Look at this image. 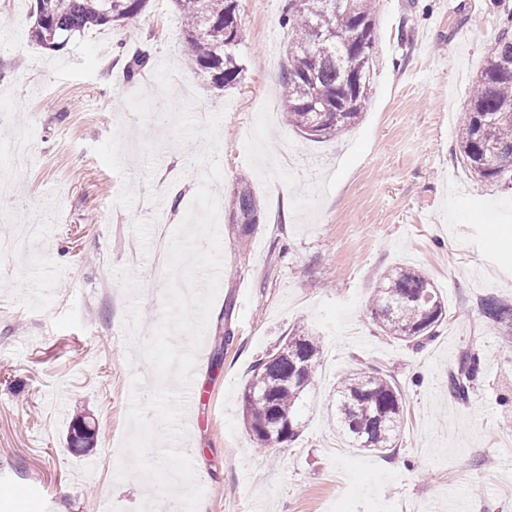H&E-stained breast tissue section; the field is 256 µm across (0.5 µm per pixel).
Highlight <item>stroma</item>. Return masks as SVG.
I'll use <instances>...</instances> for the list:
<instances>
[{
	"mask_svg": "<svg viewBox=\"0 0 512 512\" xmlns=\"http://www.w3.org/2000/svg\"><path fill=\"white\" fill-rule=\"evenodd\" d=\"M283 3L239 0L244 72L221 91L184 66L172 0H151L137 28L94 27L60 50L31 43L33 0H0V239L41 228L40 251H0V480L51 491L54 512L160 506L146 478L115 480L132 378L153 374L123 323L133 304L144 330L161 320L156 233L174 232L200 186L188 156L202 142L153 120L186 101L197 121L221 117L217 199L230 207L243 179L261 203L248 253L219 226L223 276L192 377L199 418L180 441L199 512H512V342L480 311L489 295L512 302V182L478 180L454 154L512 0H378L369 103L322 141L261 113L287 59ZM396 266L428 276L447 310L418 347L368 311ZM220 322L231 340L218 355ZM300 325L324 345L300 435L262 450L241 394L254 362ZM469 348L482 374L461 402L448 373ZM370 366L405 397L390 457L351 447L332 414L340 377ZM79 412L96 425L82 453L68 444Z\"/></svg>",
	"mask_w": 512,
	"mask_h": 512,
	"instance_id": "1",
	"label": "stroma"
}]
</instances>
